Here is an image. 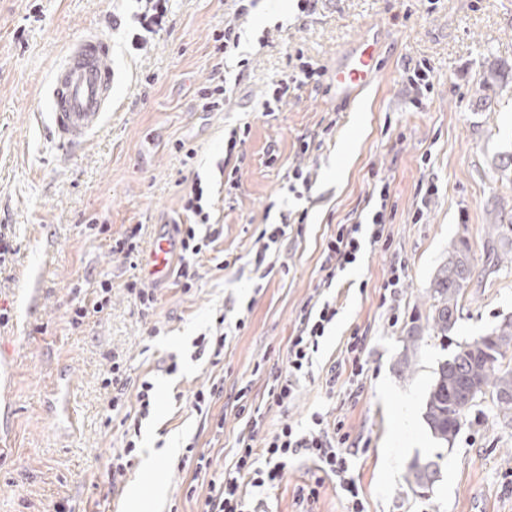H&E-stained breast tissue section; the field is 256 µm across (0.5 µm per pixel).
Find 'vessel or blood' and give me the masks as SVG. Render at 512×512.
Wrapping results in <instances>:
<instances>
[{
	"instance_id": "1",
	"label": "vessel or blood",
	"mask_w": 512,
	"mask_h": 512,
	"mask_svg": "<svg viewBox=\"0 0 512 512\" xmlns=\"http://www.w3.org/2000/svg\"><path fill=\"white\" fill-rule=\"evenodd\" d=\"M112 43L88 34L69 46L55 68L49 86L51 132L66 149L82 146L101 127L112 110ZM379 69V35L366 31L336 70V96L346 101L356 89L369 85ZM178 246L174 233L161 234L147 259L154 283L166 281Z\"/></svg>"
}]
</instances>
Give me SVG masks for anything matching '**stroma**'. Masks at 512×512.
Returning a JSON list of instances; mask_svg holds the SVG:
<instances>
[{
	"instance_id": "obj_1",
	"label": "stroma",
	"mask_w": 512,
	"mask_h": 512,
	"mask_svg": "<svg viewBox=\"0 0 512 512\" xmlns=\"http://www.w3.org/2000/svg\"><path fill=\"white\" fill-rule=\"evenodd\" d=\"M137 9L136 0H0V225H9L16 248L0 268V308L11 315L0 327V512H203L209 479L179 469L178 451L194 445L215 470H229L245 426L235 402L244 385L269 428L303 424L316 411L344 421L367 512H512V425L492 397L467 412L450 448L432 438L422 417L439 362L512 315V232L494 238L500 263L485 250L490 225H512V0H318L309 14L295 0H258L238 22L236 54L223 59L213 54V34L229 13L225 0H169L163 30L148 35L142 50L132 43ZM372 25L381 70L351 100L338 101L336 67ZM92 30L112 41V110L68 153L48 128L47 87L65 50ZM298 49L323 67L321 84L264 115L268 85ZM242 57L251 61L244 72ZM423 59L434 91L416 107L405 71ZM224 80L235 85L230 102L202 111L199 89ZM243 124L251 131L239 187L228 193L219 170L224 138ZM179 140L194 147V159L182 162L173 149ZM297 164L313 176L300 200L284 189ZM197 176L213 195L224 237L196 259L194 290L183 293L172 279L156 285V307L142 314L125 286L144 279L158 231L183 221L178 182ZM381 180L390 184L389 239L339 274L336 325L295 400L277 407L268 373L287 367L300 311L317 299L323 245L337 225L371 208ZM296 209L307 210L306 224L289 227L281 267L260 277L257 228ZM93 217L108 232L87 229ZM137 224L134 259L113 253L114 240ZM459 239L473 276L456 327L442 338L428 321L429 287ZM395 264L405 268L403 286L384 306L380 292ZM106 278L111 307L71 327V309L90 304ZM222 310L231 321L246 314L247 327L228 336L215 365L196 357L193 341ZM156 324L158 336L150 333ZM413 326L420 334L410 344ZM355 334L368 364L356 389L341 364ZM407 345L414 355L402 373L397 361ZM116 359L126 369L128 407L146 378L157 404L142 421L131 469L113 486L102 472L124 447L125 428L106 419L112 391L103 380ZM331 369L338 375L332 388ZM214 380L224 392L208 416L198 415L189 399ZM417 457L439 465L427 493L406 485ZM317 481L318 498L303 499L300 488ZM264 501L266 512L345 510L340 489L304 459Z\"/></svg>"
}]
</instances>
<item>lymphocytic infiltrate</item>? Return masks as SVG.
Masks as SVG:
<instances>
[{"instance_id": "obj_1", "label": "lymphocytic infiltrate", "mask_w": 512, "mask_h": 512, "mask_svg": "<svg viewBox=\"0 0 512 512\" xmlns=\"http://www.w3.org/2000/svg\"><path fill=\"white\" fill-rule=\"evenodd\" d=\"M295 59L288 74L268 86L262 102L265 115L279 111L296 89L321 84L323 67L305 58L300 50L296 51ZM373 193V208L355 223L338 225L335 234L326 241L321 287H332L339 273L362 258L367 246L383 240L388 222V183L375 184ZM180 200L186 220L176 227L180 264L175 277L178 287L187 294L197 286L193 261L223 237L224 227L212 220L211 193L201 178L192 179L182 188ZM338 314L332 299L315 302L301 310L297 331L288 340L287 369H275L268 374V396L274 404L285 407L295 399L300 379L310 374L313 357ZM249 391V386H242L235 396L245 427L237 439L231 470L209 483L205 512H260L261 503L256 500V493L279 486L291 462L299 458L314 462L336 483L343 494L346 512H366L362 489L353 472L352 455L344 447L348 435L343 431V423H330L326 414L316 411L306 426L285 422L275 430H267L263 414L248 402ZM136 403L138 412L126 430L125 446L112 456L103 472L112 484L121 480L131 467L141 422L155 406L156 394L151 381H141Z\"/></svg>"}]
</instances>
